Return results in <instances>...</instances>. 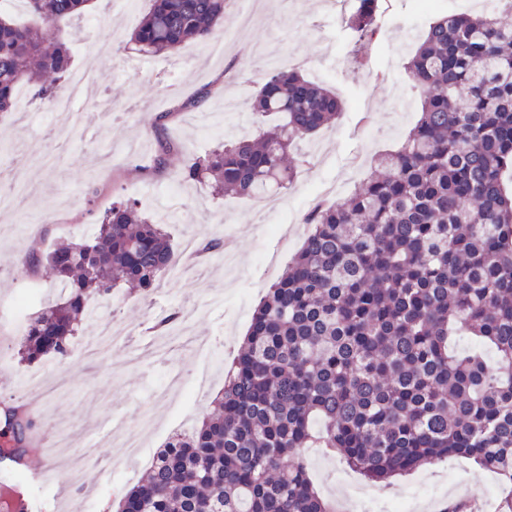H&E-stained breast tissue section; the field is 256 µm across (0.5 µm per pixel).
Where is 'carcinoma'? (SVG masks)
<instances>
[{
  "instance_id": "1",
  "label": "carcinoma",
  "mask_w": 512,
  "mask_h": 512,
  "mask_svg": "<svg viewBox=\"0 0 512 512\" xmlns=\"http://www.w3.org/2000/svg\"><path fill=\"white\" fill-rule=\"evenodd\" d=\"M89 0H26L32 24L0 14V112L29 88L57 100L69 58L47 41ZM498 10L442 16L405 64L421 91L419 118L381 170L336 204H317L284 275L255 307L224 389L189 434L165 443L145 478L121 494L118 512H334L316 490L304 450L327 448L373 482H389L445 458L497 474L512 499V0ZM377 0L350 18L371 42ZM224 0H150L131 36L143 55L208 41ZM277 124L218 140L186 172L216 194L256 197L296 176V141L343 111L335 90L271 69L245 103ZM136 199L112 202L91 237L21 259L40 265L67 295L30 315L21 360L71 357L89 305L124 285L154 290L174 258L165 226ZM220 238L198 253L223 254ZM183 312L152 326L166 336ZM459 336L479 348L460 350ZM494 355L489 361L486 353ZM36 423L22 405L0 408V463L30 454ZM0 482V512H27Z\"/></svg>"
}]
</instances>
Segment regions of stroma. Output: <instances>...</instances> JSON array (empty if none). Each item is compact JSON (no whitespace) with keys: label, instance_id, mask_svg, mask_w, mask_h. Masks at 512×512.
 <instances>
[{"label":"stroma","instance_id":"1","mask_svg":"<svg viewBox=\"0 0 512 512\" xmlns=\"http://www.w3.org/2000/svg\"><path fill=\"white\" fill-rule=\"evenodd\" d=\"M357 0L342 7L326 0H268L247 36L233 33L242 0H225L222 53L210 54L206 43L188 42L172 57L144 56L126 44L149 7V0H92L85 18L63 21L53 34L69 48L70 67L98 72L94 98L111 102L95 135L86 132L81 106L61 115L70 138L56 156L54 167L38 164L33 150L40 142L45 108L32 99L17 111L0 114V159L20 172L22 181L36 182L40 191L0 209V403L31 405L45 450L43 468L57 470L62 454L82 448L94 434L102 459L111 461L107 479L84 470L78 483L25 479L21 487L34 512H74L86 502L88 512H106L119 491L134 486L153 461L154 453L179 428L181 419L195 421L206 402L188 404L181 392L154 401L149 387L161 385L167 366L191 379L198 362L187 351L174 352L169 364L119 366L127 352L117 346L100 362L72 355L64 362H20V337L8 318L20 291H39L44 299L60 297L57 281L44 267L30 274L9 269L20 255L57 243L84 240V226L98 224L116 197H134L147 213L162 202L178 204V223L169 225L173 246L186 236L230 240L237 257L235 271L210 260L178 278H162L151 299L116 290L108 311L134 329L173 308L191 311L194 334L220 341V362L237 353L253 311L267 288L277 281L300 248L307 226L302 218L316 201L335 202L334 187L347 184L352 173H374V158L396 148L418 117L420 92L404 65L421 41L431 18L478 12L477 0H432L418 10L415 0H380L376 13L378 36L372 45L356 44L346 24ZM307 79H321L344 99L336 123L313 138L298 141L296 177L276 200L262 204L244 196L215 197L209 188L183 179L181 171L194 156L208 152L218 136H251L254 124L246 116L224 111L226 99L249 100L258 90L270 57ZM211 94V108L200 112L191 102ZM155 408L157 429L146 440V452L128 459L109 424ZM312 481L342 512H385L395 495L406 496L417 512L439 504L482 496L490 472L469 460L451 458L399 478L395 488L367 483L339 457L315 455L308 460ZM371 486V502L355 494L356 486Z\"/></svg>","mask_w":512,"mask_h":512}]
</instances>
